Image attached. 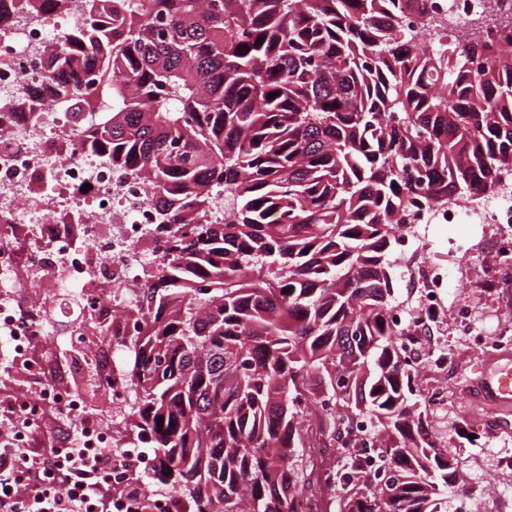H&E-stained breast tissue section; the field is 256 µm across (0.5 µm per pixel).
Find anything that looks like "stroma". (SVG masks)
I'll use <instances>...</instances> for the list:
<instances>
[{
    "label": "stroma",
    "mask_w": 512,
    "mask_h": 512,
    "mask_svg": "<svg viewBox=\"0 0 512 512\" xmlns=\"http://www.w3.org/2000/svg\"><path fill=\"white\" fill-rule=\"evenodd\" d=\"M480 224L432 225L427 255L442 260L444 266H470L471 281L449 279L442 302L447 310L468 305L478 328H494L499 312L512 302V288L483 287L485 268ZM435 343L448 353L444 369H423L419 385L438 384L447 389V402L434 410L431 420L448 435L446 451L456 468L458 482L448 490V512H512V471L499 463L501 449L512 448V413L493 414L485 403L468 398L467 388L478 378L487 356L472 340L449 331L435 335Z\"/></svg>",
    "instance_id": "1"
}]
</instances>
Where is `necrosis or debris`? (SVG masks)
<instances>
[{
	"instance_id": "necrosis-or-debris-1",
	"label": "necrosis or debris",
	"mask_w": 512,
	"mask_h": 512,
	"mask_svg": "<svg viewBox=\"0 0 512 512\" xmlns=\"http://www.w3.org/2000/svg\"><path fill=\"white\" fill-rule=\"evenodd\" d=\"M450 33L512 18V0H433ZM0 334L10 337L14 361L0 371V431L6 454L37 461L62 452L51 434L59 417L73 425L82 448L122 445L115 415L130 400L112 391L108 411H93L70 384L72 358H59L53 336H67L89 355L102 377L119 367L98 355L112 334V317L136 303L148 259L170 246L169 226L156 224L142 177L119 174L94 153L73 149L66 104L45 94L36 115L13 112L39 81L49 46L60 32L49 16L33 20L21 0H0ZM401 241H424L434 224H487L491 288L512 286V180L495 193L410 215H397ZM444 267L424 260L412 278L420 297L409 316L416 336L428 335L447 284ZM97 324L48 327L47 316L67 302L68 289Z\"/></svg>"
}]
</instances>
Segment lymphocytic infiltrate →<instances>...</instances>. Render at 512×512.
<instances>
[{"label": "lymphocytic infiltrate", "instance_id": "f902f5d3", "mask_svg": "<svg viewBox=\"0 0 512 512\" xmlns=\"http://www.w3.org/2000/svg\"><path fill=\"white\" fill-rule=\"evenodd\" d=\"M112 457L68 448L41 464L16 457L0 476V512H112Z\"/></svg>", "mask_w": 512, "mask_h": 512}]
</instances>
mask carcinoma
I'll list each match as a JSON object with an SVG mask.
<instances>
[{
  "label": "carcinoma",
  "instance_id": "carcinoma-1",
  "mask_svg": "<svg viewBox=\"0 0 512 512\" xmlns=\"http://www.w3.org/2000/svg\"><path fill=\"white\" fill-rule=\"evenodd\" d=\"M84 2L41 87L178 230L133 327L112 324L125 447L155 449L112 493L138 488L129 512H154L151 486L179 512H447L393 217L512 170V23L450 35L429 0H107V21ZM317 439L333 463L304 457Z\"/></svg>",
  "mask_w": 512,
  "mask_h": 512
}]
</instances>
